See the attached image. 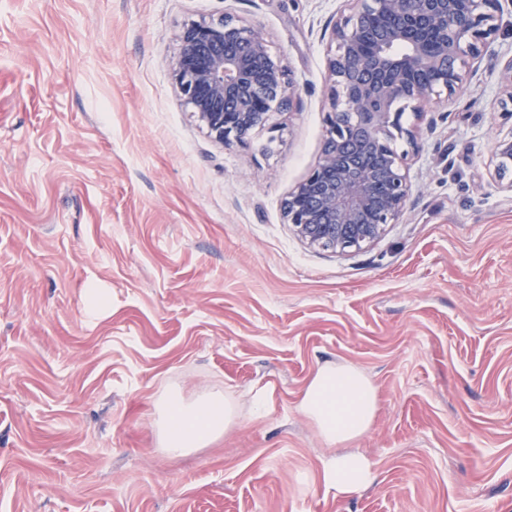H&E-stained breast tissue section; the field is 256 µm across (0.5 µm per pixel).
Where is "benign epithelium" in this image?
Instances as JSON below:
<instances>
[{"label": "benign epithelium", "mask_w": 512, "mask_h": 512, "mask_svg": "<svg viewBox=\"0 0 512 512\" xmlns=\"http://www.w3.org/2000/svg\"><path fill=\"white\" fill-rule=\"evenodd\" d=\"M331 27L334 48L321 155L283 200L311 247L345 253L377 241L403 215L412 192L393 141L415 145L403 125L431 104L464 92L499 30L501 0H344ZM174 76L214 141L245 146L275 112L293 108L297 86L262 28L226 15L183 27ZM500 112L512 119V56L502 62ZM427 73L421 85L415 77ZM494 181L512 192V132L497 138Z\"/></svg>", "instance_id": "obj_1"}]
</instances>
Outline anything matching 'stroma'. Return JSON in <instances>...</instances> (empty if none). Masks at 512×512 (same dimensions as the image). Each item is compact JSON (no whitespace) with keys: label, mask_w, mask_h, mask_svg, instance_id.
Returning a JSON list of instances; mask_svg holds the SVG:
<instances>
[{"label":"stroma","mask_w":512,"mask_h":512,"mask_svg":"<svg viewBox=\"0 0 512 512\" xmlns=\"http://www.w3.org/2000/svg\"><path fill=\"white\" fill-rule=\"evenodd\" d=\"M342 5L0 0V512H512V193L491 177L512 121L490 107L512 0L465 92L405 114V214L343 254L282 209L321 154ZM227 13L300 83L246 147L207 135L172 70L183 25ZM328 362L377 389L353 443L376 480L348 496L299 410ZM219 390L237 424L169 456L159 398Z\"/></svg>","instance_id":"35a3bbf8"}]
</instances>
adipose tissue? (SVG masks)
<instances>
[{
    "label": "adipose tissue",
    "mask_w": 512,
    "mask_h": 512,
    "mask_svg": "<svg viewBox=\"0 0 512 512\" xmlns=\"http://www.w3.org/2000/svg\"><path fill=\"white\" fill-rule=\"evenodd\" d=\"M299 410L329 445L340 448L323 464L325 487L346 496L372 485L375 474L370 462L349 447L369 431L377 412V391L370 379L351 365H324L306 387ZM156 412L163 445L173 457L210 444L236 417L228 396L219 392L191 400L171 393L158 400Z\"/></svg>",
    "instance_id": "ef3b65f1"
}]
</instances>
